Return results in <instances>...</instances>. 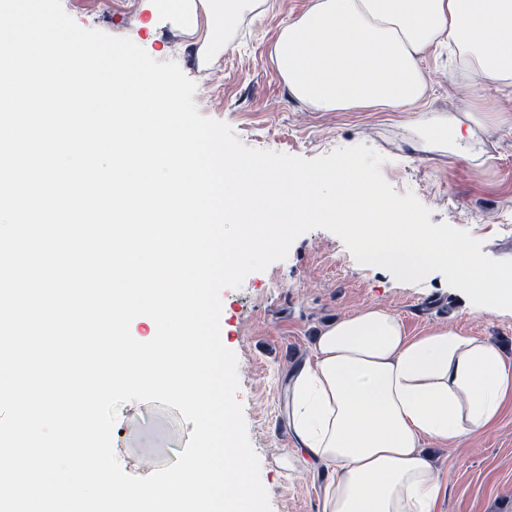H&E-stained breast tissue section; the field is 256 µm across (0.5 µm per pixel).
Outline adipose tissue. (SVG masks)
Returning <instances> with one entry per match:
<instances>
[{
	"label": "adipose tissue",
	"instance_id": "adipose-tissue-1",
	"mask_svg": "<svg viewBox=\"0 0 512 512\" xmlns=\"http://www.w3.org/2000/svg\"><path fill=\"white\" fill-rule=\"evenodd\" d=\"M265 0H200L178 32L212 53ZM455 47L468 104L432 112L427 62ZM271 63L316 112H412L452 153L485 130L478 103L512 94V0H306L282 26ZM304 458L333 467L321 512H435L448 477L424 439L465 447L512 403V366L478 336L443 326L410 335L368 308L322 325L282 390Z\"/></svg>",
	"mask_w": 512,
	"mask_h": 512
}]
</instances>
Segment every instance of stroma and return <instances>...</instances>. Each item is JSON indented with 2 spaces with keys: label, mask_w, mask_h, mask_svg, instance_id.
<instances>
[{
  "label": "stroma",
  "mask_w": 512,
  "mask_h": 512,
  "mask_svg": "<svg viewBox=\"0 0 512 512\" xmlns=\"http://www.w3.org/2000/svg\"><path fill=\"white\" fill-rule=\"evenodd\" d=\"M247 19L207 70L193 48H176L171 27L153 20L147 0H62L85 29L126 37L152 58L175 61L197 85L201 115L229 124L258 149L308 160L364 144L382 154L385 180L398 194L413 192L432 212L481 241L495 260H512V129L491 125L475 145L449 155L431 148L433 131L403 112H313L293 98L274 71L270 51L280 28L306 0H268ZM380 306L400 316L409 334L452 325L499 346L512 365V310L473 305L442 274L398 282L387 269L359 264L344 243L317 228L295 240L285 260L247 275L222 292L221 340L238 359L239 391L250 444L271 512H320L325 467L298 459L283 418L288 368L307 355L327 321ZM194 429L179 410L129 401L117 412L114 451L126 473L148 476L177 460ZM448 486L436 512H512V407L465 448H435Z\"/></svg>",
  "instance_id": "stroma-1"
}]
</instances>
